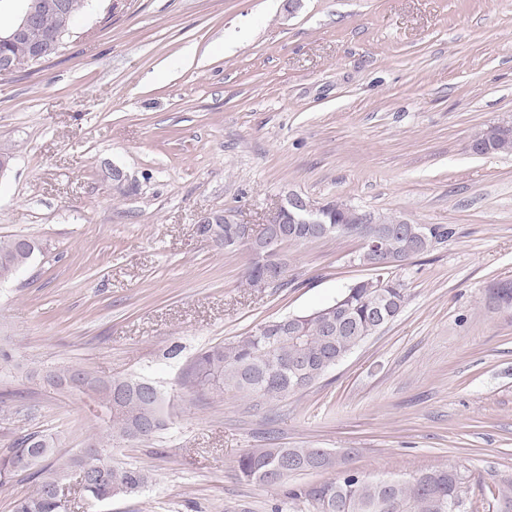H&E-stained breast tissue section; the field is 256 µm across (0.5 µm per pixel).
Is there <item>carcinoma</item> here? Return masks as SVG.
I'll return each instance as SVG.
<instances>
[{
    "mask_svg": "<svg viewBox=\"0 0 512 512\" xmlns=\"http://www.w3.org/2000/svg\"><path fill=\"white\" fill-rule=\"evenodd\" d=\"M68 17L51 11L41 16V26L56 30L73 26L88 6V0H70ZM503 136L491 142L484 152L512 154V122H504ZM328 223L348 226L347 234L363 241L370 226L358 223L355 213L345 204H334ZM455 230L448 224H405L401 230L388 233L383 241L385 254L399 262L423 255L436 245L448 241ZM317 237L305 233L288 235L277 243L276 256L288 265L285 247L312 242ZM35 249L25 237L0 238V282L10 280L27 265ZM408 298L405 283L390 280L387 288H377L372 279L358 281L346 288V299L338 308L326 305L317 309L320 316L307 321L300 336H274L253 330L248 336L215 344L203 350L187 373L191 385L219 392L255 394L265 400H280L315 385L330 370L333 361H342L355 348L379 332L374 322L378 309H386L393 318L403 309ZM114 390H150L151 396H136L126 409L101 418L112 440H125L131 421L142 420L150 426L151 437L167 424L165 394L154 383L130 376L110 380ZM56 454V439L41 432L26 433L15 438L8 455L0 457V486L13 476L26 473L35 489L13 502V512H67V505L49 496L48 489L65 484L74 475L63 459L54 465L44 461ZM27 457L28 465L15 468L14 461ZM100 464L106 471L104 483L87 489V495L102 501L139 492L151 480V473L112 461L104 450ZM334 458L322 457L319 448H255L237 460L238 476L259 485L280 487L293 501H305L312 512H447L444 505L462 493L466 476L458 469H435L415 474L408 481L385 486L381 482L346 468L337 469ZM315 468L334 477L301 487H287L288 478Z\"/></svg>",
    "mask_w": 512,
    "mask_h": 512,
    "instance_id": "1",
    "label": "carcinoma"
}]
</instances>
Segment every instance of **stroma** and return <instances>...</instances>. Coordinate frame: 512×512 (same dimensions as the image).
<instances>
[{"instance_id": "1", "label": "stroma", "mask_w": 512, "mask_h": 512, "mask_svg": "<svg viewBox=\"0 0 512 512\" xmlns=\"http://www.w3.org/2000/svg\"><path fill=\"white\" fill-rule=\"evenodd\" d=\"M512 0H92L61 52L0 78V237L37 249L0 283V457L22 433L60 455L99 434L83 367L144 377L167 425L114 448L153 481L68 512H310L235 468L254 448L347 450L372 479L455 467L469 512L512 485ZM120 170L123 178L113 181ZM417 224L448 242L395 269L400 314L306 391L269 402L184 383L197 353L371 278L357 239L289 246L286 285L198 232L260 228L286 196Z\"/></svg>"}]
</instances>
